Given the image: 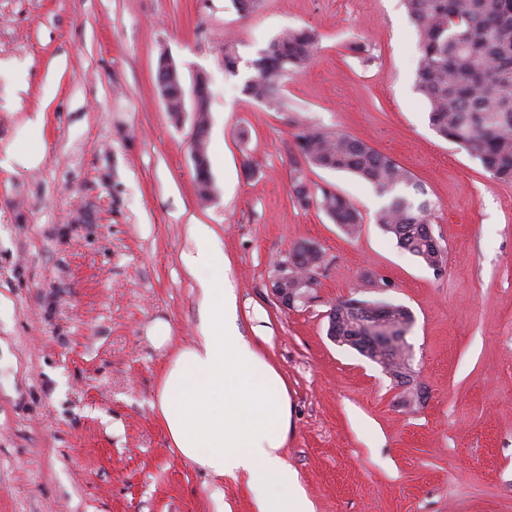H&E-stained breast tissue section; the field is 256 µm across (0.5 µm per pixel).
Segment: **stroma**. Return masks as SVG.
<instances>
[{
    "mask_svg": "<svg viewBox=\"0 0 512 512\" xmlns=\"http://www.w3.org/2000/svg\"><path fill=\"white\" fill-rule=\"evenodd\" d=\"M301 27L318 48L284 78L285 108L267 107L244 81ZM163 50L184 85L209 82L205 204L195 114L173 119L156 86ZM420 62L403 0H260L246 16L231 0H0V512H252L245 479L180 456L155 409L170 353L149 327L182 346L198 333L193 224L213 229L240 328L287 382L284 458L314 512H512V182L435 133ZM37 112L40 162L7 165ZM301 124L360 138L423 185L442 273L382 233L353 175L305 171L355 204L358 237L293 206ZM302 242L324 266L287 310L270 286ZM349 298L412 312L424 401L403 406L380 366L328 338L326 311Z\"/></svg>",
    "mask_w": 512,
    "mask_h": 512,
    "instance_id": "35a3bbf8",
    "label": "stroma"
}]
</instances>
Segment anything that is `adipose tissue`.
I'll use <instances>...</instances> for the list:
<instances>
[{
	"label": "adipose tissue",
	"instance_id": "obj_1",
	"mask_svg": "<svg viewBox=\"0 0 512 512\" xmlns=\"http://www.w3.org/2000/svg\"><path fill=\"white\" fill-rule=\"evenodd\" d=\"M200 272L203 316L192 346L174 347L167 323H154L152 344L172 349L156 409L174 448L215 475L245 478L254 512H314L281 450L289 428L286 382L242 336L235 300L224 286V253L209 225L189 227Z\"/></svg>",
	"mask_w": 512,
	"mask_h": 512
}]
</instances>
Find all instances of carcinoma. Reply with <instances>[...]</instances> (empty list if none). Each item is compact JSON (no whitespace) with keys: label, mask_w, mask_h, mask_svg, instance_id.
<instances>
[{"label":"carcinoma","mask_w":512,"mask_h":512,"mask_svg":"<svg viewBox=\"0 0 512 512\" xmlns=\"http://www.w3.org/2000/svg\"><path fill=\"white\" fill-rule=\"evenodd\" d=\"M413 22L421 65L415 87L429 108V121L439 136L465 150L502 182L512 181V0H404ZM319 34L311 28L279 33L254 61L255 75L245 81L244 91L254 99L285 107L282 81L290 70H300L314 54ZM165 53L157 59L155 79L167 89L169 110L178 114L180 84L167 79ZM208 94L199 100L193 150L198 198L215 194L208 154ZM296 153L310 166L353 174L367 182L385 203L376 224L398 248L416 257L434 272L442 270L444 256L429 234L433 206L424 199V187L394 159L363 140L346 133L303 127L295 134ZM291 199L303 209L321 210L344 234L356 236L362 216L354 204L330 186L311 190L304 169L294 161ZM296 275L323 263L316 245L303 242L292 249ZM365 304L385 309L386 339L367 359L385 370L409 366L412 313L384 300ZM336 335L358 336L359 319L346 300L336 303Z\"/></svg>","instance_id":"carcinoma-1"}]
</instances>
